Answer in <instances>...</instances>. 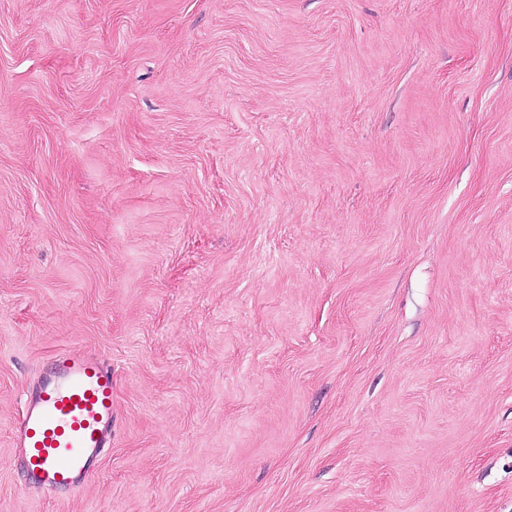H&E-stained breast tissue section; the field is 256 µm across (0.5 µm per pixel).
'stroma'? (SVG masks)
Here are the masks:
<instances>
[{
    "instance_id": "1",
    "label": "stroma",
    "mask_w": 512,
    "mask_h": 512,
    "mask_svg": "<svg viewBox=\"0 0 512 512\" xmlns=\"http://www.w3.org/2000/svg\"><path fill=\"white\" fill-rule=\"evenodd\" d=\"M0 512H512V0H0ZM15 432L37 488L77 486L112 438V367L85 351L59 352L54 373L26 396Z\"/></svg>"
}]
</instances>
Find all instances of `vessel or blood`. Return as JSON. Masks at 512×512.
Returning <instances> with one entry per match:
<instances>
[{
	"instance_id": "vessel-or-blood-1",
	"label": "vessel or blood",
	"mask_w": 512,
	"mask_h": 512,
	"mask_svg": "<svg viewBox=\"0 0 512 512\" xmlns=\"http://www.w3.org/2000/svg\"><path fill=\"white\" fill-rule=\"evenodd\" d=\"M29 479L55 491L78 485L112 438V369L96 355L65 350L27 395L16 427Z\"/></svg>"
}]
</instances>
